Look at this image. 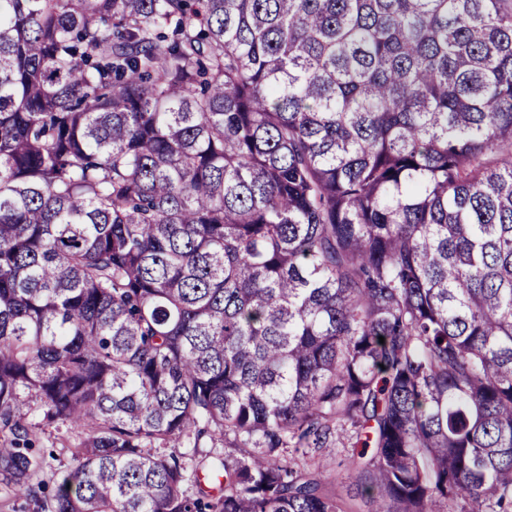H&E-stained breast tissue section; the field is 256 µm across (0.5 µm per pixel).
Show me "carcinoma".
Returning <instances> with one entry per match:
<instances>
[{
  "label": "carcinoma",
  "mask_w": 512,
  "mask_h": 512,
  "mask_svg": "<svg viewBox=\"0 0 512 512\" xmlns=\"http://www.w3.org/2000/svg\"><path fill=\"white\" fill-rule=\"evenodd\" d=\"M55 423L41 512H347L344 436L367 512H509L512 0H0L19 489ZM353 448H336V455L323 456L319 458V464L325 475H330L335 482L336 493L346 502L367 510L356 483L347 477L346 455L352 452Z\"/></svg>",
  "instance_id": "1"
}]
</instances>
